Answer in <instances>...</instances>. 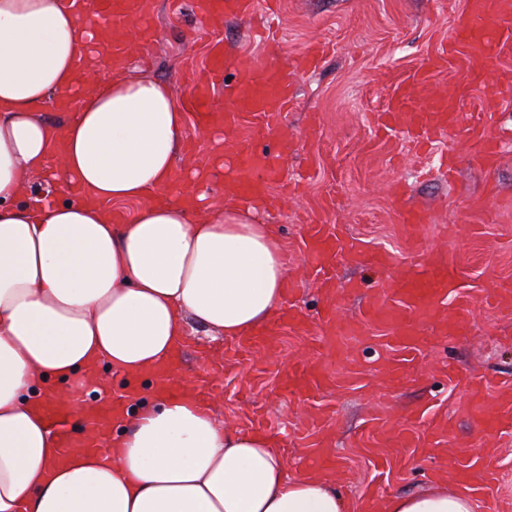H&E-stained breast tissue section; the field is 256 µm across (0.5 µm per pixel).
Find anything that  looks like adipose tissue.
<instances>
[{
	"mask_svg": "<svg viewBox=\"0 0 512 512\" xmlns=\"http://www.w3.org/2000/svg\"><path fill=\"white\" fill-rule=\"evenodd\" d=\"M112 33L74 0H0V512H352L334 481L287 473L274 440L192 396H132L115 455L58 463L41 396H108L200 327L242 337L287 288L282 241L238 200L176 188L186 114L169 86L114 69L76 91ZM78 96L59 127L54 100ZM134 202L127 223L111 204ZM380 512H474L439 478Z\"/></svg>",
	"mask_w": 512,
	"mask_h": 512,
	"instance_id": "obj_1",
	"label": "adipose tissue"
}]
</instances>
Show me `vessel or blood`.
<instances>
[{
	"label": "vessel or blood",
	"mask_w": 512,
	"mask_h": 512,
	"mask_svg": "<svg viewBox=\"0 0 512 512\" xmlns=\"http://www.w3.org/2000/svg\"><path fill=\"white\" fill-rule=\"evenodd\" d=\"M146 2L89 0L87 8L95 23L112 29L129 17L144 16ZM196 6L201 19L210 21L219 11L227 15L248 14L254 8V0H196ZM510 45L512 0H467L447 51L428 58L411 79L398 86L386 109L388 117L429 143L455 135L459 129H467L483 144L481 161L494 165L500 153L499 143L484 137L479 124L464 125L458 97L434 92L432 83L448 72L477 75L478 65L492 62ZM228 70L232 71L233 79L224 86L225 129H235L245 112L259 118L254 137L233 145L234 185L240 196L260 197L278 179L279 166L274 157L257 148L255 140L277 134L281 114L289 104L288 77L272 66L259 68L244 60H229L222 47H215L209 78L198 85L188 102L191 111L206 116L215 113L212 90ZM303 247L314 277L324 285H331L332 271L343 251L338 233L323 224L309 225ZM451 269L452 262L447 257L410 266L404 274L381 284L358 320L340 318L337 302L329 301L320 324L324 350L330 353L348 348L357 336L363 335L365 327L381 329L386 341L398 344L405 352L404 359L389 363L386 369L389 380L400 379L408 361L414 360L424 345L422 327L425 323L441 314H449L444 334L451 337L469 322L467 304L458 298ZM330 377L331 372L324 364L292 365L284 375L282 387L289 392L307 394ZM489 385L484 377L470 381L475 395L468 403L472 413L488 416L484 390ZM36 408L53 428L60 448H71L77 442L85 448H107L111 441L104 432L119 419L124 401L119 397L86 399L80 422L75 427L69 424L70 410L66 404L41 401Z\"/></svg>",
	"instance_id": "vessel-or-blood-1"
}]
</instances>
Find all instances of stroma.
<instances>
[{
  "label": "stroma",
  "instance_id": "1",
  "mask_svg": "<svg viewBox=\"0 0 512 512\" xmlns=\"http://www.w3.org/2000/svg\"><path fill=\"white\" fill-rule=\"evenodd\" d=\"M153 2L151 35L134 45L127 63L169 84L179 101L190 97L217 44L231 57L291 73L294 104L282 132L296 149L270 187L275 205H258L256 215L278 229L287 296L311 323L304 334L279 324L276 345L249 351L238 350L235 338L197 330L187 338L180 374L215 387L210 407L225 424L273 436L289 474L330 456L327 473L353 504L416 493L448 463L465 464L466 452L481 448L498 481L493 494H480L476 512H512V437L472 420L464 382L479 374L512 384V318L483 301L512 285V100L485 102L487 82L512 75V49L487 68L484 83L450 73L435 84L458 94L463 113L484 114L487 137L502 142L488 168L465 135L418 154L407 130L376 129L397 86L447 49L466 0H255L252 15H227L213 28L197 21L192 0ZM268 21L276 42L254 41L255 28ZM407 208L423 211L424 223H404ZM309 224L340 228L344 242L365 250L389 251L402 268L451 256L456 285L473 299L467 332L448 340L425 326L423 353L397 384L385 375L390 352L364 336L333 359L337 375L329 384L306 396L283 392L289 364L324 355L313 321L328 296L304 265ZM336 277L358 285L339 296L341 315L356 318L382 273L344 255ZM423 406L446 420L444 435L416 423Z\"/></svg>",
  "mask_w": 512,
  "mask_h": 512
}]
</instances>
